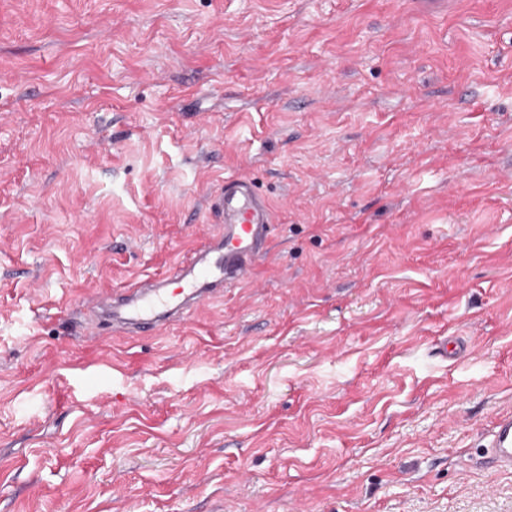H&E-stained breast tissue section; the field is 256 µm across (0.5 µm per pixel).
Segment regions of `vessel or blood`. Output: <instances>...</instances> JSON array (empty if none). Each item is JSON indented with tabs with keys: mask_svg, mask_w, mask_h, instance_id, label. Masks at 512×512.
Returning a JSON list of instances; mask_svg holds the SVG:
<instances>
[{
	"mask_svg": "<svg viewBox=\"0 0 512 512\" xmlns=\"http://www.w3.org/2000/svg\"><path fill=\"white\" fill-rule=\"evenodd\" d=\"M221 228L180 261L170 274L149 276L119 289L105 288L86 305L94 334L155 336L188 320L226 286L249 280L274 231L270 203L247 176L227 179L208 197ZM489 467L512 471V412L497 417L485 444Z\"/></svg>",
	"mask_w": 512,
	"mask_h": 512,
	"instance_id": "obj_1",
	"label": "vessel or blood"
}]
</instances>
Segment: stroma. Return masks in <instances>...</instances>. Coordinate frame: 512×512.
<instances>
[{"instance_id":"stroma-1","label":"stroma","mask_w":512,"mask_h":512,"mask_svg":"<svg viewBox=\"0 0 512 512\" xmlns=\"http://www.w3.org/2000/svg\"><path fill=\"white\" fill-rule=\"evenodd\" d=\"M245 174L252 282L83 336ZM510 410L512 0H0V512H512ZM485 448L487 465L498 471H512V412L496 418Z\"/></svg>"}]
</instances>
